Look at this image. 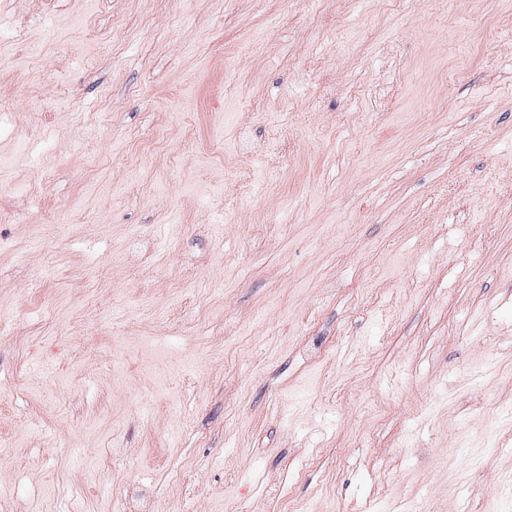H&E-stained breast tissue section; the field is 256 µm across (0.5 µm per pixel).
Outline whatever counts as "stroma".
Returning a JSON list of instances; mask_svg holds the SVG:
<instances>
[{
	"label": "stroma",
	"mask_w": 512,
	"mask_h": 512,
	"mask_svg": "<svg viewBox=\"0 0 512 512\" xmlns=\"http://www.w3.org/2000/svg\"><path fill=\"white\" fill-rule=\"evenodd\" d=\"M34 9L0 512H512V0Z\"/></svg>",
	"instance_id": "1"
}]
</instances>
